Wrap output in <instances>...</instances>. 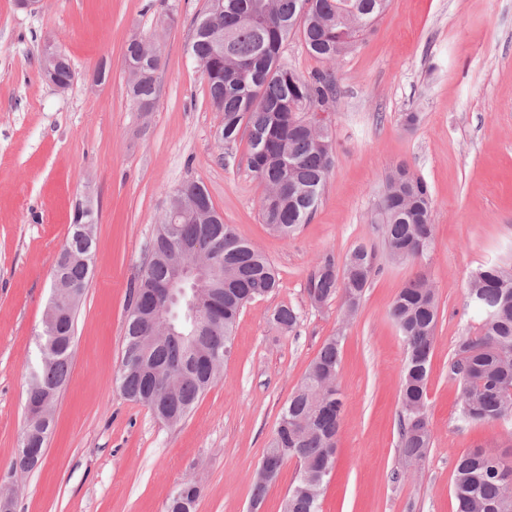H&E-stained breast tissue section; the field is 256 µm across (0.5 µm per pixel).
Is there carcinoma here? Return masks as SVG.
<instances>
[{
	"instance_id": "obj_1",
	"label": "carcinoma",
	"mask_w": 512,
	"mask_h": 512,
	"mask_svg": "<svg viewBox=\"0 0 512 512\" xmlns=\"http://www.w3.org/2000/svg\"><path fill=\"white\" fill-rule=\"evenodd\" d=\"M389 6V0H207L202 16L193 20L195 35L187 45L190 59L207 71L212 105L223 113L221 141L229 146L247 137L248 165L263 186L262 223L287 239L309 223L334 165V141L328 106L336 100L332 65L367 35ZM299 37L307 50L329 68L307 79L280 62L288 36ZM127 61L136 69L130 93L137 107L150 111L157 100L156 72L160 55L150 37L132 39ZM192 202L196 208L178 218L177 237L160 221L149 249L151 258L130 288L126 306L123 355H138L141 363L119 368L116 381L123 394L147 406L161 421L175 425L193 410L203 393L218 380L220 367L195 358L184 341L155 334L152 325L133 313L135 303L155 307L150 289L169 280L179 260L177 239L197 236L207 225L220 259L217 276L223 285L198 319L208 336L231 346L243 309L278 288L279 275L270 260L235 228L224 223L206 187L184 182L170 201ZM432 197L427 184L404 164L388 175L378 201L380 231L388 258L413 265L431 248ZM67 241L76 253L86 250L77 220ZM376 251L355 246L343 260L320 256L306 281V295L315 305L341 298L344 308L359 310L366 289L378 270ZM92 264L70 265L65 275L75 299L55 334L40 338V360L28 395L44 388L57 390L67 381L73 353L75 314ZM512 268L485 264L472 271L469 306L479 319L473 335L462 336L449 364L458 382L460 414L465 424L512 419ZM439 307L434 289L417 275L390 305V317L405 343V362L398 415L402 454L422 461L431 445L427 416L429 360L434 347ZM300 315L281 305L272 314L288 332ZM344 336L326 339L301 384L281 410L265 454L285 462L295 458L297 476L283 500L282 512H320L321 499L337 448L344 413L340 389H325V377L338 376ZM457 512H512V462L498 446H477L455 461L453 489Z\"/></svg>"
}]
</instances>
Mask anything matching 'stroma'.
<instances>
[{"label": "stroma", "instance_id": "obj_1", "mask_svg": "<svg viewBox=\"0 0 512 512\" xmlns=\"http://www.w3.org/2000/svg\"><path fill=\"white\" fill-rule=\"evenodd\" d=\"M205 3L42 0L30 14L0 0V489L13 493L16 512H165L172 490L191 478L200 489L195 512H248L283 405L340 330L345 413L322 512H455L457 456L512 434L510 421L460 422L448 375L458 337L476 320L471 271L512 264V0H391L371 35L335 65V165L311 221L287 240L262 223L247 142H218L222 115L184 53ZM137 35L155 37L161 56L149 112L128 96L125 48ZM48 42L76 73L63 93L41 75ZM398 163L433 198V246L416 267L384 259L370 221L379 185ZM188 178L202 181L225 223L266 254L280 284L243 310L220 381L168 426L125 398L116 376L130 287L170 193ZM87 201L97 247L69 380L42 464L17 472L11 461L55 257ZM361 243L381 259L355 318L345 320L338 299L312 306L305 284L318 256L341 258ZM419 271L437 289L439 319L427 392L432 446L413 465L399 448L404 344L388 309ZM280 304L300 311L293 332L270 321Z\"/></svg>", "mask_w": 512, "mask_h": 512}]
</instances>
